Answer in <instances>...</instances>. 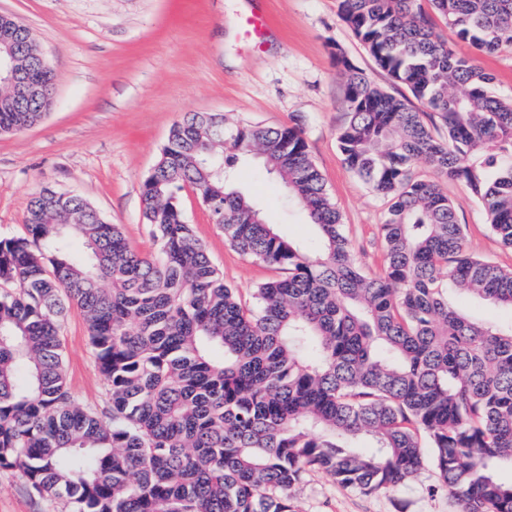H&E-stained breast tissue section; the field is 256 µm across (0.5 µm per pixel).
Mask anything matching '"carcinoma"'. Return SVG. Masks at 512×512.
Segmentation results:
<instances>
[{"instance_id": "carcinoma-1", "label": "carcinoma", "mask_w": 512, "mask_h": 512, "mask_svg": "<svg viewBox=\"0 0 512 512\" xmlns=\"http://www.w3.org/2000/svg\"><path fill=\"white\" fill-rule=\"evenodd\" d=\"M342 21L396 96L346 59L347 168L389 203L381 274L356 263L303 129L227 126L213 113L173 125L141 185L155 254L84 198L42 189L25 232L0 239V469L64 512H295L309 471L365 493L421 469L423 444L461 512H512V322L484 326L454 288L512 312V269L466 250L425 161L484 205L512 249V99L457 54L437 20L484 54L512 49V0H339ZM14 65L46 89L52 67L25 24L8 23ZM420 102L428 108L415 106ZM51 92L0 82V134L39 123ZM258 157L315 229L309 252L236 188ZM198 190L240 254L275 265L256 309L210 260L180 193ZM85 313L107 385L102 412L70 393L60 340Z\"/></svg>"}]
</instances>
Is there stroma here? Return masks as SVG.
I'll use <instances>...</instances> for the list:
<instances>
[{"instance_id":"1","label":"stroma","mask_w":512,"mask_h":512,"mask_svg":"<svg viewBox=\"0 0 512 512\" xmlns=\"http://www.w3.org/2000/svg\"><path fill=\"white\" fill-rule=\"evenodd\" d=\"M274 31L264 46L240 32L243 0H0L33 32L56 74L55 105L40 124L0 135V238L22 234L27 206L42 188L75 191L105 219L122 225L131 250L156 244L144 224L140 187L160 159L171 127L193 112L227 123L301 124L311 157L341 215L356 262L381 273L380 226L386 203L347 169L336 133L347 120L342 53L378 86L391 89L363 44L341 20L338 0H267ZM448 41L491 72L492 90L512 98V52L475 54ZM473 255L512 268V250L489 230L484 207L465 185L441 180ZM239 188L266 211L279 232L312 248L313 228L289 204L281 184L258 163L239 166ZM185 217L224 281L252 303L259 285L280 270L229 246L199 192L181 193ZM67 386L83 405L106 407V386L83 310L70 306L60 330ZM297 512H460L432 465L403 484L372 494L311 472L294 489ZM0 512H57L17 473L0 469Z\"/></svg>"}]
</instances>
